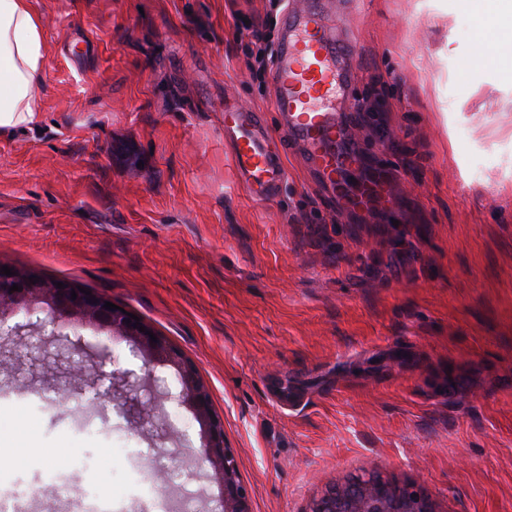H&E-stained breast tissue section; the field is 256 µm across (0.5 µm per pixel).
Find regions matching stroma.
Masks as SVG:
<instances>
[{
  "mask_svg": "<svg viewBox=\"0 0 512 512\" xmlns=\"http://www.w3.org/2000/svg\"><path fill=\"white\" fill-rule=\"evenodd\" d=\"M47 56L36 126L0 135V264L110 296L195 367L252 512H306L378 467L437 512H512V61L471 65L476 0H367L341 35L360 64L347 143L392 171L391 204L340 212L304 161L261 200L224 144V102L265 113L255 37L278 42L287 0H31ZM92 330L62 351L0 335V490L28 498L45 472L112 512L125 477L222 512L200 428L172 369ZM132 373L158 408L133 422L121 395L67 368ZM93 457V470L80 469Z\"/></svg>",
  "mask_w": 512,
  "mask_h": 512,
  "instance_id": "obj_1",
  "label": "stroma"
}]
</instances>
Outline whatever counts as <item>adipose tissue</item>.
Instances as JSON below:
<instances>
[{"instance_id": "ef3b65f1", "label": "adipose tissue", "mask_w": 512, "mask_h": 512, "mask_svg": "<svg viewBox=\"0 0 512 512\" xmlns=\"http://www.w3.org/2000/svg\"><path fill=\"white\" fill-rule=\"evenodd\" d=\"M45 59L44 21L30 0H0V134L39 120Z\"/></svg>"}]
</instances>
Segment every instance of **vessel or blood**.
<instances>
[{
	"mask_svg": "<svg viewBox=\"0 0 512 512\" xmlns=\"http://www.w3.org/2000/svg\"><path fill=\"white\" fill-rule=\"evenodd\" d=\"M334 27V15L324 0H293L282 17L271 72V106L292 149L335 188L343 207L353 208L385 199L388 188L385 182L374 181L353 193L340 179L357 156L343 143L336 100L351 86L357 58L337 40ZM224 139L249 191L260 199L274 195L286 170L281 152L270 143L264 113L225 105Z\"/></svg>",
	"mask_w": 512,
	"mask_h": 512,
	"instance_id": "vessel-or-blood-1",
	"label": "vessel or blood"
}]
</instances>
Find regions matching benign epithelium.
I'll return each instance as SVG.
<instances>
[{"label": "benign epithelium", "mask_w": 512, "mask_h": 512, "mask_svg": "<svg viewBox=\"0 0 512 512\" xmlns=\"http://www.w3.org/2000/svg\"><path fill=\"white\" fill-rule=\"evenodd\" d=\"M15 284L22 286V290H10ZM73 292L77 293L74 300L71 299ZM107 300L108 297L96 293L89 297L67 282L62 289L56 283L42 279L33 284L20 270L11 277L0 273V332L15 336L26 331L42 333L49 323L52 325L51 335L57 342L76 345L80 340L72 339L71 335L92 326L107 342L123 339L145 361L173 368L180 382L179 400L192 409L206 440L201 460L211 470L210 479L220 487L222 512H251L236 460L224 447V425L213 415L208 390L195 369L163 336L150 341L148 333L139 331L136 320L129 319L126 311L105 309ZM20 311L25 312L26 322L8 325V320ZM37 312L45 313L49 321L34 317ZM374 475L373 471L366 475L367 492L360 497L359 508H336V499L354 496L347 488L340 487L313 499L308 512H436L428 494L397 488L383 479L376 481Z\"/></svg>", "instance_id": "benign-epithelium-1"}]
</instances>
